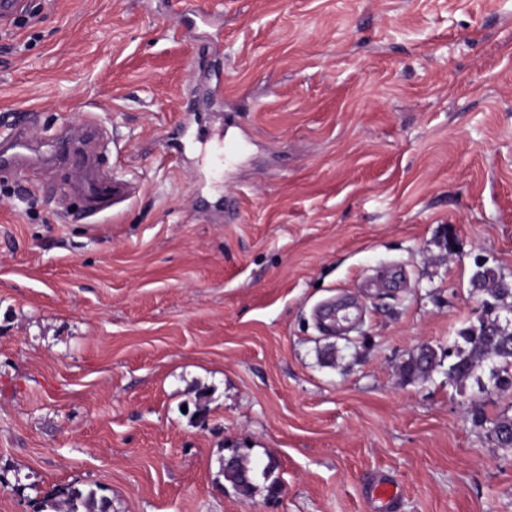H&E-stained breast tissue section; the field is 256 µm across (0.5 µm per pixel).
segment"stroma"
I'll return each mask as SVG.
<instances>
[{"label": "stroma", "instance_id": "1", "mask_svg": "<svg viewBox=\"0 0 512 512\" xmlns=\"http://www.w3.org/2000/svg\"><path fill=\"white\" fill-rule=\"evenodd\" d=\"M28 2L0 124L96 113L134 185L90 219L66 171L0 176V512L71 483L113 512H369L377 473L395 512H512V449L471 416L512 390L447 376L476 261L512 280V0ZM208 34L216 173L166 146ZM237 451L270 471L249 496ZM237 457V466L234 469H226L224 468V460L222 461V473L224 474V478L231 482L234 487H236L241 493L247 495L250 493L253 488V468L250 466V461L248 456L244 453L235 454ZM239 471H247L249 475V482L246 485H241L239 483ZM252 475V478L250 476Z\"/></svg>", "mask_w": 512, "mask_h": 512}]
</instances>
